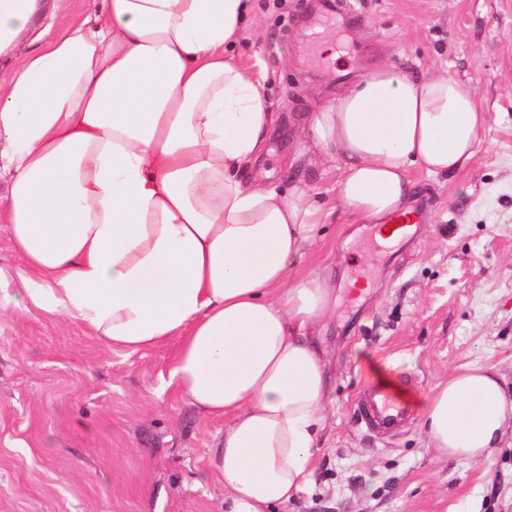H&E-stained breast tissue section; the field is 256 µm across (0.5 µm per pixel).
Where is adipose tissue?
Returning a JSON list of instances; mask_svg holds the SVG:
<instances>
[{
    "mask_svg": "<svg viewBox=\"0 0 512 512\" xmlns=\"http://www.w3.org/2000/svg\"><path fill=\"white\" fill-rule=\"evenodd\" d=\"M104 2L0 82V228L23 261L0 269V311L42 310L113 350L181 337L169 385L224 422L202 481L224 512H273L303 491L325 426L310 334L334 289L293 270L331 214L309 185L247 176L277 120L264 76L233 54L250 0ZM37 10L0 0V53ZM483 120L469 85L381 64L306 115L298 153L337 170L345 213L379 222L406 210L412 168H466ZM418 405L442 458H488L512 419L491 365Z\"/></svg>",
    "mask_w": 512,
    "mask_h": 512,
    "instance_id": "obj_1",
    "label": "adipose tissue"
}]
</instances>
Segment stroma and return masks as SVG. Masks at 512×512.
Segmentation results:
<instances>
[{"mask_svg": "<svg viewBox=\"0 0 512 512\" xmlns=\"http://www.w3.org/2000/svg\"><path fill=\"white\" fill-rule=\"evenodd\" d=\"M254 0L236 55L266 73L281 119L253 171L304 182L334 208L296 274L333 278L316 341L332 367L313 473L274 512H512V431L481 461L437 458L420 420L364 431L354 401L377 370L421 397L456 369L493 365L512 385V0ZM342 34L321 53L326 31ZM399 73L474 86L485 120L470 165L411 171L415 235L378 247L375 226L336 209L337 175L299 155L306 112L377 60ZM178 343L126 354L79 324L32 309L0 313V512H220L201 482L224 424L204 422L165 386Z\"/></svg>", "mask_w": 512, "mask_h": 512, "instance_id": "1", "label": "stroma"}]
</instances>
